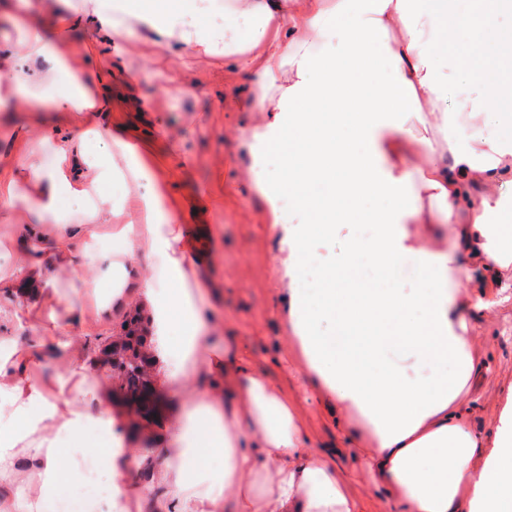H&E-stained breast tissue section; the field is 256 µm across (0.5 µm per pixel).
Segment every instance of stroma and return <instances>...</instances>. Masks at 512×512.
I'll return each mask as SVG.
<instances>
[{
    "instance_id": "obj_1",
    "label": "stroma",
    "mask_w": 512,
    "mask_h": 512,
    "mask_svg": "<svg viewBox=\"0 0 512 512\" xmlns=\"http://www.w3.org/2000/svg\"><path fill=\"white\" fill-rule=\"evenodd\" d=\"M54 37L71 67L106 102L105 110L92 116L101 132L134 145L150 143L151 174L166 185L168 206L180 216L184 240L207 254L206 265L188 271L187 277L212 285L213 310L225 336L242 358L293 399L312 445L332 453L366 512H387L383 493L362 463L364 444L351 441L335 405L309 387L299 347L289 338L280 243L273 227V212L283 196L260 193L247 181L249 171L266 163L271 141L257 131L260 113L242 107L253 92L252 76L223 55L169 52L139 37L130 52L113 55L112 71L103 76L97 68L103 45L88 23L60 29ZM442 63L449 104L477 97L478 75L463 68L455 49L443 52ZM173 77L181 79V93L172 92ZM39 135L36 117L1 105L0 169L14 170L24 161L49 164L50 156L36 150ZM55 288L71 299L70 311L55 323L42 302L17 311L0 296V313L23 323L9 333L15 344H24L33 330L73 344L71 352L58 355L52 369L33 371L40 380L93 360L94 352L82 349L84 336L118 335L123 317L114 308L97 305L69 271L58 270ZM470 323L474 352L484 365L471 396L474 425L487 430L497 422L500 396L512 388V302L474 313Z\"/></svg>"
}]
</instances>
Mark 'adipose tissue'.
<instances>
[{"label":"adipose tissue","instance_id":"1","mask_svg":"<svg viewBox=\"0 0 512 512\" xmlns=\"http://www.w3.org/2000/svg\"><path fill=\"white\" fill-rule=\"evenodd\" d=\"M346 2L91 0L90 12L111 47L98 58L100 71H108L124 39L146 33L166 50L223 49L254 73L260 93L247 109L263 113L286 155L280 190L310 215L343 217L361 210L368 195L386 198L369 236L340 249L312 293L302 286L310 241L333 239L336 227L318 221L279 227L288 325L307 379L336 402L344 422L360 423L367 464L389 512H512V390L489 432L474 427L462 404L481 371L468 316L486 305L483 283L497 279L500 300L512 299V277L502 275L512 268V210L497 194L512 184V30L495 24L512 13V0H490L480 18L454 22L448 0H370L340 49L318 54ZM10 20L25 46L0 59L9 98L28 108L35 63L69 73L71 93L43 100L38 109L55 113L73 133L45 130L54 167L25 166L21 179L0 171V213L21 201L15 188L22 180L32 188L22 201L37 218L16 244L24 264L6 281L9 300L21 307L47 295L52 278L43 267L39 225L55 215L58 190L67 187L88 206L59 237V261L100 284L130 268L135 253L156 258L165 282L117 290L112 302L120 310L149 306L150 353L164 363L165 383L178 390L194 379L201 388L168 417L167 462L158 468L117 432L120 419L111 409L75 407V395L85 392L86 381L103 378L102 370L82 369L77 382L62 375L32 382L31 368L48 367L59 345L32 332L25 346L0 354V489L8 493L9 512H38L61 477L79 475L78 463L57 443L81 445L90 429L110 438L100 452L112 476L110 512L123 508L125 475L145 468L151 476L138 512H362L332 456L311 447L280 386L236 349H218L208 285L188 282L185 269L197 257L181 246L174 230L179 216L164 210L167 188L148 178L142 153L119 142L87 157L77 132L105 103L71 72L49 36L64 18L44 15L37 0H16ZM463 29L495 44L494 56L478 67L482 96L467 104L470 112L494 114L499 132L491 140L458 125L448 106L440 51L455 46ZM378 37L395 63L391 77L356 78L368 60L365 43ZM342 124L350 125L353 143L337 138ZM414 152L419 161L410 175L403 161ZM116 154L136 183L119 204L96 193L111 181ZM126 208L139 212L140 223L115 226L114 248L95 255L90 268L74 265L72 241L89 244ZM405 256L421 268L417 287L383 288L353 275L360 259L386 276ZM326 320L333 323L328 334L321 330ZM215 457L224 465L211 474Z\"/></svg>","mask_w":512,"mask_h":512}]
</instances>
